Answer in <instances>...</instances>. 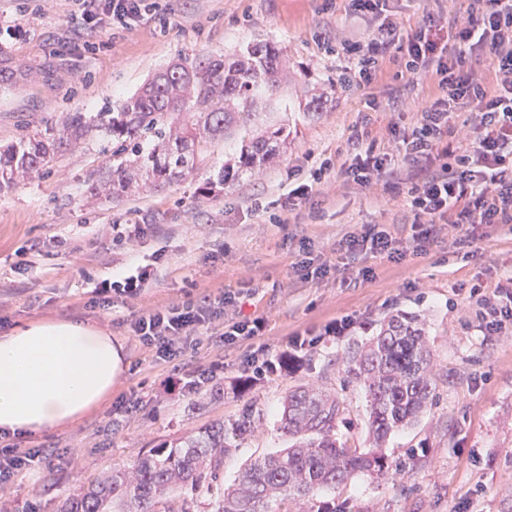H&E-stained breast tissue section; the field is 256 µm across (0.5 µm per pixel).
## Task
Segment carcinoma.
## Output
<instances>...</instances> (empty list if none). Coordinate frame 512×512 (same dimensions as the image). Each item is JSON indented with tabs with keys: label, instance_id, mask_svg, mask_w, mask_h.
<instances>
[{
	"label": "carcinoma",
	"instance_id": "cac0c4a2",
	"mask_svg": "<svg viewBox=\"0 0 512 512\" xmlns=\"http://www.w3.org/2000/svg\"><path fill=\"white\" fill-rule=\"evenodd\" d=\"M22 72L0 61V87ZM283 64L268 42H256L226 58L201 55L168 65L112 112H69L44 137L0 144V191L40 174L90 137L112 140V164L99 169L89 194L108 198L161 191L193 174L217 143L238 133L239 152L200 187L217 197L239 176L265 168L280 154L282 128L256 134L253 121L262 95L280 87ZM348 374L363 382L369 398L368 431L381 448L394 431L410 425L434 397L431 351L421 321L397 312L375 336L354 343ZM339 400L312 386H295L283 399L278 430L288 446L250 463L235 483L221 481L226 435H246V415L227 430L215 422L151 448L125 467L75 488L59 512H191L189 491L215 500L214 512H269L270 504L334 490L358 471L385 472L386 458L346 446L337 433Z\"/></svg>",
	"mask_w": 512,
	"mask_h": 512
}]
</instances>
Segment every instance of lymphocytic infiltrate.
<instances>
[{
  "instance_id": "1",
  "label": "lymphocytic infiltrate",
  "mask_w": 512,
  "mask_h": 512,
  "mask_svg": "<svg viewBox=\"0 0 512 512\" xmlns=\"http://www.w3.org/2000/svg\"><path fill=\"white\" fill-rule=\"evenodd\" d=\"M73 12L90 32L132 31L147 21L168 30L171 18L159 0H71ZM465 10L426 12L411 32H403L389 0H350L353 14L371 17L376 27L366 41L347 39L351 59L345 83L369 86L383 79L385 62L398 63L412 76L428 77L430 99L412 125L390 123L384 139L371 138L367 121L353 126L349 140L354 154L345 174L358 185L384 183L396 159L415 164L416 182L406 188L408 238L394 237L373 226L344 236L341 259L359 254L396 260L429 253L439 225L458 231L459 243L489 236L512 224V0H467ZM455 112L475 113L471 128L452 123ZM331 159L322 160L295 178L286 193L273 201L269 221L283 224L293 211L313 206L328 183ZM157 267L144 265L96 281L90 309H108L117 301L137 299L156 279ZM474 316L487 335L499 336L512 326V275L494 285H473ZM241 295L189 299L144 312L129 324L133 336L152 352L156 362H168L198 350L203 335L221 327L228 345L253 344L240 364L243 372L263 377L275 370L266 344L260 343L265 321L240 316Z\"/></svg>"
}]
</instances>
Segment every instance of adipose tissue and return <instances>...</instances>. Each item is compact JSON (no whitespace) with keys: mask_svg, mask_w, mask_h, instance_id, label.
<instances>
[{"mask_svg":"<svg viewBox=\"0 0 512 512\" xmlns=\"http://www.w3.org/2000/svg\"><path fill=\"white\" fill-rule=\"evenodd\" d=\"M123 345L74 322H35L0 335V433L40 434L78 421L112 392Z\"/></svg>","mask_w":512,"mask_h":512,"instance_id":"1","label":"adipose tissue"}]
</instances>
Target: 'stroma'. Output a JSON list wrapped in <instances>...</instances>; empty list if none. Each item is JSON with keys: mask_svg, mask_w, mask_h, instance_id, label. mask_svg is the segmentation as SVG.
Wrapping results in <instances>:
<instances>
[{"mask_svg": "<svg viewBox=\"0 0 512 512\" xmlns=\"http://www.w3.org/2000/svg\"><path fill=\"white\" fill-rule=\"evenodd\" d=\"M323 0H168L173 25L162 35L146 23L92 53L79 48L89 39L67 0H44L40 15L25 23L17 41L0 47L5 59L28 69L29 78L0 91V141L45 131L65 112H109L155 72L177 59L206 53L232 55L248 44L268 42L280 50L288 80L266 98L264 123L284 128L288 150L271 167L237 180L219 199H204L199 187L219 169L236 136L220 142L197 173L158 193L123 199L87 197L97 170L112 160L99 139L85 141L57 159L48 172L0 193V335L35 321L80 322L110 334L124 349L125 370L111 394L82 419L53 432L21 437L38 448L37 469L0 486V512H56L73 489L102 472L123 466L150 448L192 434L215 421L232 424L254 415L252 432L235 439L224 458V483L232 485L245 464L284 448L277 420L289 387L310 384L342 403L338 432L349 447L369 450L367 397L348 377L347 348L372 336L392 313L418 316L432 353L436 398L411 426L393 433L384 450L388 474L356 473L333 491L289 501L288 512H316L330 505L341 512H512V332L483 336L472 317L468 290L512 273V230L502 227L459 248L442 236L423 257L400 260L368 255L349 269L303 282L292 264L298 241L309 238L315 254L336 259V244L361 226L378 225L407 237L403 197L382 196L379 186L348 182L350 127L369 113L373 135L383 136L392 115L370 112L384 95L396 65L381 83L363 88L341 83L350 61L328 54L316 36L365 38L375 22L349 15L345 0L323 11ZM322 92V111L307 110L306 90ZM332 158V186L314 210L287 223H269L252 212L253 199H276L288 188V174ZM156 225L135 250L113 243L102 230L110 224ZM30 246L29 266H15V252ZM157 264L159 276L134 303L91 311L83 306L97 279L117 268ZM374 268L372 278L357 271ZM251 289L241 311L261 315V341L279 366L253 381L237 366L245 343L213 344L186 353L176 364H157L132 336L133 312L155 309L186 297L216 296ZM355 326L348 335L326 339L293 358L288 338L341 317ZM220 359L224 376L205 392L186 396L161 382L175 368ZM132 412L116 415L120 399ZM482 494H475V486Z\"/></svg>", "mask_w": 512, "mask_h": 512, "instance_id": "1", "label": "stroma"}]
</instances>
